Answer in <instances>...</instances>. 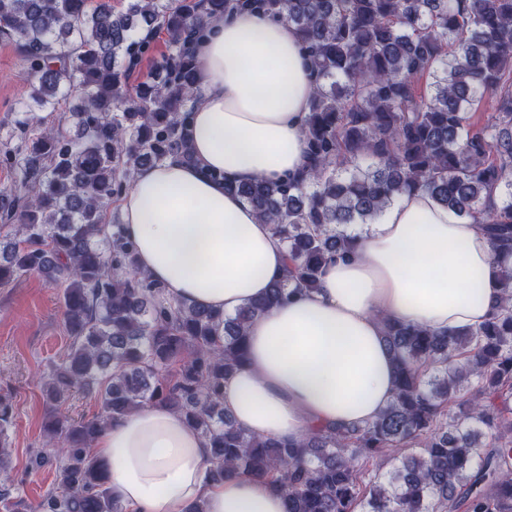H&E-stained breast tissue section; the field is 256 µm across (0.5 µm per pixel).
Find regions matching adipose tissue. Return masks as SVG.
Returning a JSON list of instances; mask_svg holds the SVG:
<instances>
[{
  "label": "adipose tissue",
  "mask_w": 512,
  "mask_h": 512,
  "mask_svg": "<svg viewBox=\"0 0 512 512\" xmlns=\"http://www.w3.org/2000/svg\"><path fill=\"white\" fill-rule=\"evenodd\" d=\"M201 76L189 137L193 163L138 169L124 195L138 267L168 299L231 313L263 298L287 267L283 243L235 185L297 178L309 164L305 120L315 92L296 29L236 13L198 33ZM501 298L495 247L478 225L425 192L400 196L360 225L317 291L252 320L247 362L224 382L245 432L300 441L316 426L363 425L394 396L384 317L435 330L478 329ZM94 452L125 512H285L263 480L211 482L202 435L148 405L108 426Z\"/></svg>",
  "instance_id": "obj_1"
}]
</instances>
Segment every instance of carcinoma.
Wrapping results in <instances>:
<instances>
[{
  "mask_svg": "<svg viewBox=\"0 0 512 512\" xmlns=\"http://www.w3.org/2000/svg\"><path fill=\"white\" fill-rule=\"evenodd\" d=\"M256 11L294 26L316 75L301 179L235 186L285 245L288 267L235 314L168 302L137 270L107 207L135 171L191 160L185 130L200 75L190 44L213 20ZM163 32L170 53L146 83L130 73ZM0 36L34 75L4 143L14 183L0 188V286L35 273L62 289L66 355L44 387L56 407L81 389L100 411L53 414L55 478L31 503L9 478L4 512H125L90 448L149 404L182 414L206 439L208 478L267 481L286 512H512V262L502 303L478 330L386 319L393 402L373 422L319 428L296 444L253 436L224 409V379L247 360L258 314L318 286L399 196L425 191L512 254V0H0ZM432 77L430 93L414 79ZM497 98L481 128L468 112ZM71 104L73 135L32 126ZM458 406L453 414L449 405ZM393 461L378 468L381 457Z\"/></svg>",
  "mask_w": 512,
  "mask_h": 512,
  "instance_id": "carcinoma-1",
  "label": "carcinoma"
}]
</instances>
